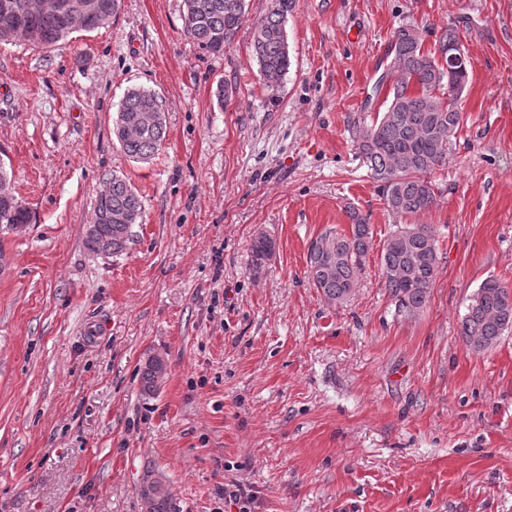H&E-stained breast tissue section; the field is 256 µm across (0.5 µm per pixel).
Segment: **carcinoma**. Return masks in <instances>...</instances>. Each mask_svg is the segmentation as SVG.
Masks as SVG:
<instances>
[{"label": "carcinoma", "mask_w": 512, "mask_h": 512, "mask_svg": "<svg viewBox=\"0 0 512 512\" xmlns=\"http://www.w3.org/2000/svg\"><path fill=\"white\" fill-rule=\"evenodd\" d=\"M10 2L19 23L11 34L0 35V43L22 40L52 48L74 31L87 30L86 23L76 16L64 19L46 12L30 17L25 13L26 0ZM292 5L293 0H271L268 13L254 28L252 53L272 90L290 66L285 26ZM245 16L246 0H184L183 33L198 49L221 54L233 44ZM389 55L392 59L375 86L378 94L386 90L382 110L371 122L357 126L355 142L378 183L386 209L401 218H416L437 204L428 175L445 165L452 138L461 126L459 100L469 81V61L443 71L424 50L419 30L407 25L393 32ZM445 79L456 88L452 99L435 95ZM166 132L165 111L157 94L140 87L127 89L112 125L123 152L136 161L147 160L159 150ZM109 214L123 215L127 223L109 222ZM95 215L96 229L85 236V248L97 254L107 241L110 255H119L127 249L133 225L141 219L142 201L123 177L114 174L96 197ZM351 219L349 231L329 228L312 239L307 250L308 281L331 305L348 301L372 249L371 225L355 212ZM29 221L30 212L22 201L13 206L0 203L1 232ZM274 247V241L264 234L255 238V270H260ZM379 265L395 314L406 319L418 317L429 303L439 268L433 225H397L383 242ZM508 297L509 290L489 278L468 299L459 321V336L469 350L478 354L490 351L512 331V303L505 304ZM165 368L166 361L147 356L140 374L143 393L151 395L159 389Z\"/></svg>", "instance_id": "carcinoma-1"}]
</instances>
